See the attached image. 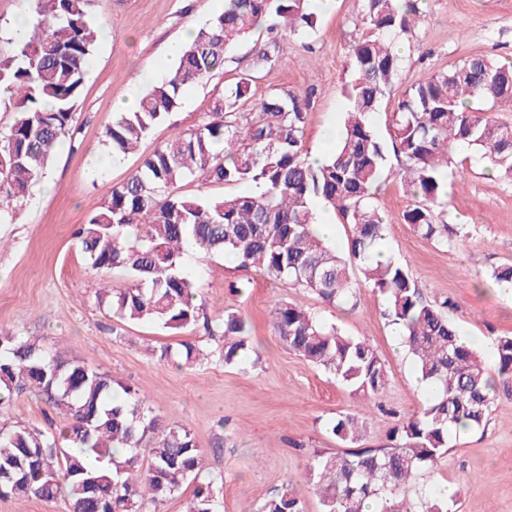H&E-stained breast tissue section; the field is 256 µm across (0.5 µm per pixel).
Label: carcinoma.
Listing matches in <instances>:
<instances>
[{"label": "carcinoma", "mask_w": 512, "mask_h": 512, "mask_svg": "<svg viewBox=\"0 0 512 512\" xmlns=\"http://www.w3.org/2000/svg\"><path fill=\"white\" fill-rule=\"evenodd\" d=\"M25 37L0 56V86L10 92L16 118L0 132V223L13 221V202L29 195L50 165L74 112L97 31L92 0H34ZM418 0H362L355 26L366 34L351 50L347 119L332 154L314 166L303 148L305 103L282 90L244 116L252 79L224 89L207 118L189 133L172 135L128 181L112 188L100 211L76 231L90 268L124 271L126 288L99 293L119 321H152L168 330L196 324L197 283L186 269L183 243L194 239L205 254L225 255L273 282L312 291L329 304L356 296L355 272L385 300L384 315L408 347L417 374L434 386L425 405L402 423L390 448L317 454L310 472L323 512H448L431 492L411 496L422 472L434 468L460 435L485 426L492 404L512 397V336L496 337L493 362L461 342L456 326L429 303L409 270L378 261L387 224L374 199L385 169L386 146L369 116L397 78L402 57L394 43L411 30ZM295 35L313 28L312 0H224V10L194 31L171 72L148 88L133 112L108 127L112 155L127 154L181 107L184 90L224 67L232 44L269 18ZM512 104V64L471 55L447 72L411 86L399 102L391 138L406 159L404 182L412 204L405 221L437 238L435 208L448 195L446 172L464 151H482L495 174L512 183V125L485 116V106ZM248 183L255 191L187 197L185 180ZM351 226L348 257L313 231L315 201ZM490 278L512 288V265ZM271 326L284 345L324 368L352 391L375 399L387 375L375 350L342 334L309 309L280 301ZM226 364L248 350L250 325L225 310L221 327ZM190 343L164 346L159 361L181 367L208 362ZM32 389L67 418L60 433L26 425L0 427V497L64 496L70 512H140L148 501L172 497L201 469L189 431L164 425L139 393L114 387L112 375L64 358L29 336L0 332V410L5 399ZM343 441L359 438L358 417L332 426ZM147 466H142V457ZM212 483L196 485L186 512H218ZM261 512H303L286 484Z\"/></svg>", "instance_id": "carcinoma-1"}]
</instances>
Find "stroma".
I'll use <instances>...</instances> for the list:
<instances>
[{"label":"stroma","instance_id":"35a3bbf8","mask_svg":"<svg viewBox=\"0 0 512 512\" xmlns=\"http://www.w3.org/2000/svg\"><path fill=\"white\" fill-rule=\"evenodd\" d=\"M361 5V0H335L334 9L318 12L315 27L303 37L285 30L273 36L261 28L243 38L223 69L185 90L191 109L175 111L116 160L104 144L118 115L116 102L161 79L171 66L167 44L203 26L224 5L222 0H92L101 37L91 59L95 76L85 81L75 111L81 145L61 146L45 181L17 207L12 223L0 224V331L39 339L46 348L145 392L154 416L194 437L203 457L200 477L215 479L221 512H259L286 482L304 512H322L309 472L313 456L391 446L393 430L420 409L425 398L413 385L410 355L383 316V297L363 284L350 303L331 305L224 256L196 254L188 266L199 285L200 322L177 331L151 322H118L99 305L98 294L107 286L127 287L131 280L120 272L107 278L93 272L74 231L100 209L112 187L125 183L174 131L195 129L225 87L246 75L253 78L255 99L275 90L306 98L304 149L311 155L331 153V135L344 118L349 50L360 36L354 20ZM268 39L276 45L273 64L253 68L255 41ZM397 43L402 72L370 117L386 143L392 114L413 83L475 53L512 63V0H422L414 26ZM404 164L402 155L388 152L378 193L387 223L385 250L408 268L428 302L493 356L495 337L512 335V289L489 278L493 268L512 264V186L488 173L481 155L467 154L462 174L448 177L447 206L436 211L437 223L462 224L466 232L440 242L424 238L404 219L410 205L401 182ZM281 300L302 304L376 350L388 379L377 400L351 392L283 345L269 321L271 307ZM228 307L251 323L249 351L237 365L219 359L224 339L213 333ZM186 342L210 352L209 363L177 368L154 355L160 346ZM346 414L363 421L361 436L352 443L331 431ZM18 422L55 432L66 419L27 390L0 411V427ZM423 482L433 491L453 485L448 512H512V398L495 402L485 427L461 435Z\"/></svg>","mask_w":512,"mask_h":512}]
</instances>
